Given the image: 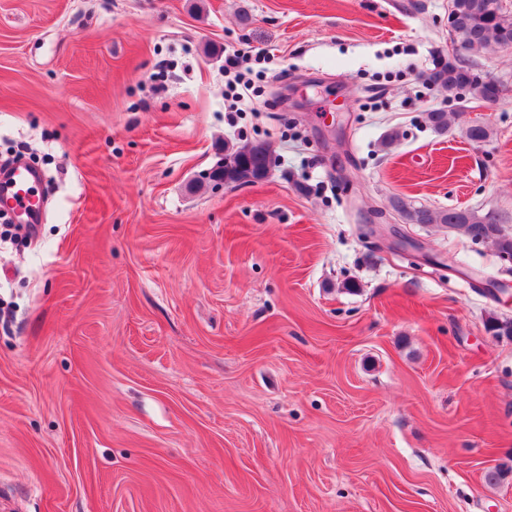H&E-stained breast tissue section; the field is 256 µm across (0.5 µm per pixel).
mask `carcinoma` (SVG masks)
<instances>
[{"instance_id": "cac0c4a2", "label": "carcinoma", "mask_w": 512, "mask_h": 512, "mask_svg": "<svg viewBox=\"0 0 512 512\" xmlns=\"http://www.w3.org/2000/svg\"><path fill=\"white\" fill-rule=\"evenodd\" d=\"M460 15L456 40L477 50L495 53L512 49V12L501 0H454ZM427 80L455 97L464 92L480 101L500 98L501 83L494 76L477 72L475 61L467 57L441 61ZM274 155L270 143L224 144V162L219 164L224 183H249L266 177V163ZM392 207L407 224L436 225L448 228L472 240H491L500 259L512 260V235L505 232L502 219L493 211L474 209H433L404 199L392 200Z\"/></svg>"}]
</instances>
